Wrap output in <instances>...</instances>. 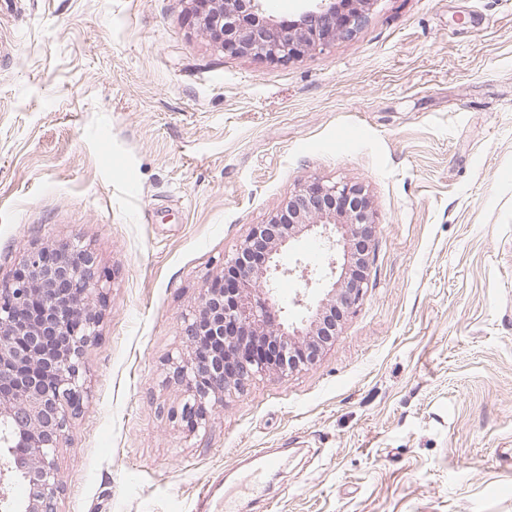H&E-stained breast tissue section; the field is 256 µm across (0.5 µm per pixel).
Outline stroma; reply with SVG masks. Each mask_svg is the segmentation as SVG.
I'll return each mask as SVG.
<instances>
[{
  "label": "stroma",
  "mask_w": 512,
  "mask_h": 512,
  "mask_svg": "<svg viewBox=\"0 0 512 512\" xmlns=\"http://www.w3.org/2000/svg\"><path fill=\"white\" fill-rule=\"evenodd\" d=\"M189 7L0 0V277L33 241L111 277L58 512H512V0H375L286 65L215 52ZM313 181L370 199L364 295L189 432L183 317Z\"/></svg>",
  "instance_id": "35a3bbf8"
}]
</instances>
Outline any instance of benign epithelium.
<instances>
[{"mask_svg": "<svg viewBox=\"0 0 512 512\" xmlns=\"http://www.w3.org/2000/svg\"><path fill=\"white\" fill-rule=\"evenodd\" d=\"M202 35L213 49L287 64L351 37L375 0H307L297 19L283 23L266 15L265 0H190ZM374 214L364 189L349 183H305L269 217L255 225L224 270L235 279L210 288L186 314V349L167 360L165 380L181 387L180 404L169 411L197 432L206 429L224 393L242 390L278 367L284 376L295 360L272 364L259 350L275 337L282 353L326 344L322 331L330 312L344 314L363 294L365 279L351 278L355 244L369 250ZM318 239L327 262L314 277L304 260L283 255L302 237ZM302 281L323 294L317 305L296 294L293 305L307 315L288 320L275 283ZM110 281L87 245L32 242L21 268L0 279V509L58 512L61 485L57 449L90 396L87 349L99 337ZM19 484L25 496H10Z\"/></svg>", "mask_w": 512, "mask_h": 512, "instance_id": "benign-epithelium-1", "label": "benign epithelium"}]
</instances>
